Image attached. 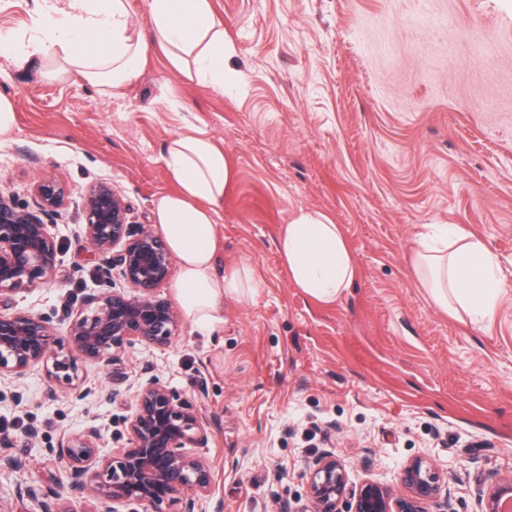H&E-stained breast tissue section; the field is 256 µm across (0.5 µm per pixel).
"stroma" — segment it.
Listing matches in <instances>:
<instances>
[{"label":"stroma","instance_id":"stroma-1","mask_svg":"<svg viewBox=\"0 0 512 512\" xmlns=\"http://www.w3.org/2000/svg\"><path fill=\"white\" fill-rule=\"evenodd\" d=\"M149 0H129L147 62L119 98L41 60L0 57V96L16 133L0 144V192L35 208V186L64 183L53 221L55 281L11 309L65 335L85 296L103 291L82 232V202L111 181L134 230L153 226L176 185L161 159L199 129L232 172L218 223L223 266L259 282L224 302L208 334L190 320L163 349L127 348L116 368L89 364L78 390L43 366L0 379V512H39L25 488L59 491L86 512L58 460L95 426L124 447L132 388L159 381L203 417L195 453L212 470L201 512H307L301 471L331 451L351 485L394 484L424 457L444 475L451 512H478L488 478L512 472V0H210L235 45L219 92L186 80L154 41ZM327 213L356 279L331 304L290 280L276 248L299 208ZM481 238L504 292L492 320L436 306L417 280L427 234ZM126 377L113 384L112 370Z\"/></svg>","mask_w":512,"mask_h":512}]
</instances>
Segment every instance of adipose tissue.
Instances as JSON below:
<instances>
[{
  "instance_id": "obj_1",
  "label": "adipose tissue",
  "mask_w": 512,
  "mask_h": 512,
  "mask_svg": "<svg viewBox=\"0 0 512 512\" xmlns=\"http://www.w3.org/2000/svg\"><path fill=\"white\" fill-rule=\"evenodd\" d=\"M155 41L189 80L221 91L233 81L224 60L235 47L209 0H150ZM129 0H37L31 31H0V56L14 62L47 61L62 77L77 73L86 83L122 97L147 61L143 40L131 26ZM162 159L177 184L154 206V226L177 259L175 299L201 330L220 322L224 300L257 288L246 264L217 266L221 249L217 218L231 170L222 150L198 131L173 138ZM277 249L294 284L308 295L335 301L356 276V265L338 224L313 208L296 210L283 225ZM497 261L485 243L462 236L453 248L421 247L419 280L440 307L465 311L474 321L491 320L501 296Z\"/></svg>"
}]
</instances>
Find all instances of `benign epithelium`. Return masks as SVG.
<instances>
[{"instance_id": "benign-epithelium-1", "label": "benign epithelium", "mask_w": 512, "mask_h": 512, "mask_svg": "<svg viewBox=\"0 0 512 512\" xmlns=\"http://www.w3.org/2000/svg\"><path fill=\"white\" fill-rule=\"evenodd\" d=\"M40 202L30 210L0 194V309L15 293L35 288L57 274L58 243L51 221L66 201L65 186L51 179L36 187ZM83 234L95 254L102 257L101 278L112 271L129 289H112L86 298L68 324L65 338L42 316L0 312V377H20L35 365L70 389L80 386L88 363L117 364L119 354L136 344L164 347L180 326L171 303L157 295L170 276L173 255L156 231L132 232L128 208L108 182L96 183L83 202ZM135 410L126 421L127 444L105 451L91 427L68 437L59 448L70 487L88 497L86 512H172L179 494L192 492L182 512H195L196 504L211 490L210 466L186 452L200 444L203 420L192 406L165 385L150 382L137 387ZM306 478L313 512H432L441 493V475L422 459L402 466L396 494L372 479L349 488L344 462L325 452L306 464ZM27 494L39 499V512H66L55 491ZM512 501V474L491 479L481 498L480 512H503Z\"/></svg>"}]
</instances>
